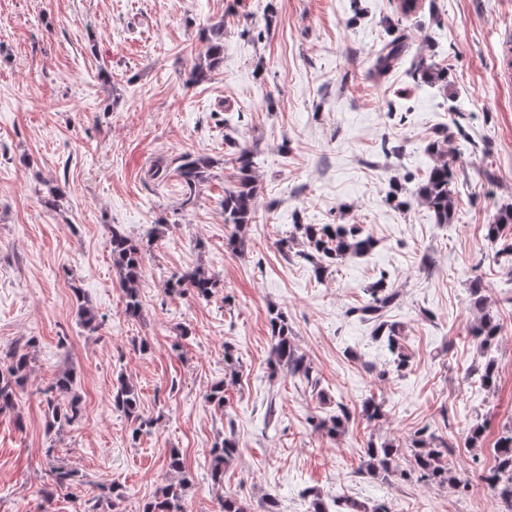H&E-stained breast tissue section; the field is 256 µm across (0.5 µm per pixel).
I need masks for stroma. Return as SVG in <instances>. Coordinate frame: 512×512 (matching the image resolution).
<instances>
[{"instance_id": "obj_1", "label": "stroma", "mask_w": 512, "mask_h": 512, "mask_svg": "<svg viewBox=\"0 0 512 512\" xmlns=\"http://www.w3.org/2000/svg\"><path fill=\"white\" fill-rule=\"evenodd\" d=\"M224 61L187 78L215 26ZM405 49L375 68L385 42ZM512 0H0V354L31 359L14 409L0 412V512H142L179 451L186 512H312L313 497L389 512H501L479 475L512 429V257L486 226L512 204ZM445 71L431 79L429 69ZM442 143L455 170V217L437 223L419 188ZM258 163L255 214L232 243L221 202L237 147ZM207 178L174 175L185 155ZM161 163L169 177L150 179ZM63 190L55 205L49 186ZM358 224L376 246L323 277L297 230ZM144 247L142 311L124 312L113 228ZM220 281L208 300L169 293L177 270ZM386 277L384 316L408 357L358 309ZM480 280L485 305L472 304ZM87 304L99 326L79 322ZM282 311L313 379L271 370V310ZM500 327L481 347V314ZM232 362H225V354ZM496 360L495 386L480 374ZM72 371L82 419L48 430L46 391ZM136 386L149 432L112 407ZM224 382L225 402L206 396ZM382 415H362L366 400ZM346 405L343 432L311 418ZM448 444L469 489L367 471L368 443L406 444L421 429ZM476 444H465L472 429ZM234 435L223 483L210 450ZM77 473L52 499L51 466ZM122 484L115 507L101 484Z\"/></svg>"}]
</instances>
